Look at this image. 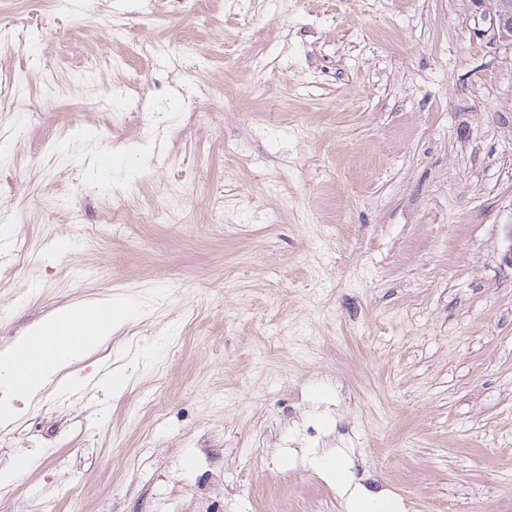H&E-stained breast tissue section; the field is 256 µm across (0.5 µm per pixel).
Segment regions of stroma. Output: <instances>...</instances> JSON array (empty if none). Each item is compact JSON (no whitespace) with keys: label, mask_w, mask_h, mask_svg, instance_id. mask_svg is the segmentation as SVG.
Segmentation results:
<instances>
[{"label":"stroma","mask_w":512,"mask_h":512,"mask_svg":"<svg viewBox=\"0 0 512 512\" xmlns=\"http://www.w3.org/2000/svg\"><path fill=\"white\" fill-rule=\"evenodd\" d=\"M141 6L0 0V351L128 307L0 425V512H349L327 453L512 512V43L473 0Z\"/></svg>","instance_id":"stroma-1"}]
</instances>
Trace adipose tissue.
Returning <instances> with one entry per match:
<instances>
[{
    "label": "adipose tissue",
    "mask_w": 512,
    "mask_h": 512,
    "mask_svg": "<svg viewBox=\"0 0 512 512\" xmlns=\"http://www.w3.org/2000/svg\"><path fill=\"white\" fill-rule=\"evenodd\" d=\"M81 311L78 305L58 309L54 316L35 324L12 347L0 353V387L22 400L34 398L49 380L52 370L83 359L100 341L111 336L123 315L119 309L99 315L90 334L83 336L78 329ZM45 337L55 339L60 346L49 369L32 353L33 347Z\"/></svg>",
    "instance_id": "adipose-tissue-1"
}]
</instances>
